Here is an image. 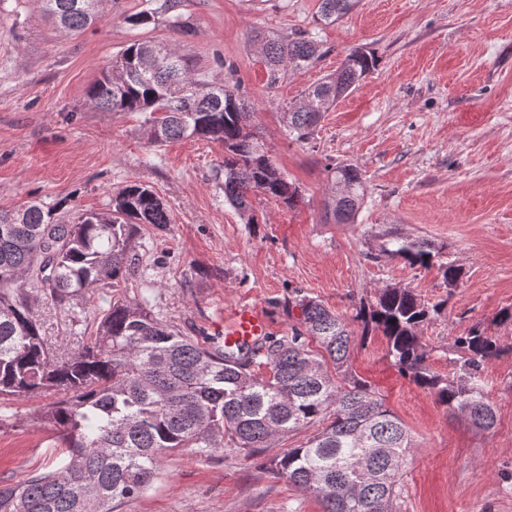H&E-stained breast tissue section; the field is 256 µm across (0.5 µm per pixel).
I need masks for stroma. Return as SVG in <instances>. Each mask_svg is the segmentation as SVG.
<instances>
[{"label":"stroma","mask_w":512,"mask_h":512,"mask_svg":"<svg viewBox=\"0 0 512 512\" xmlns=\"http://www.w3.org/2000/svg\"><path fill=\"white\" fill-rule=\"evenodd\" d=\"M143 2L107 0L99 23L69 33L44 18L39 0H0V208L37 201L70 222L110 211L116 191L141 183L170 212L169 224L139 225L135 273L119 287L82 295L72 312L40 297L48 343L74 351L118 298L218 343L238 307L261 311L278 339L297 322L289 299L319 300L349 322L352 373L412 437L396 512H512V323L502 320L512 311V0H357L330 25L317 21L321 0H179L170 11L154 0V21L132 25ZM304 31L320 59L269 86L254 35ZM146 40L179 48L196 79L241 85L258 131L301 191L296 206L255 193V221L244 223L224 200L221 146L186 138L154 147L140 114L95 106L89 86ZM354 49L373 55L372 72L325 112L312 138L289 139L283 107ZM349 163L365 201L354 223L339 224L324 209L327 169ZM393 234L424 241L433 266L382 254ZM446 263L462 269L458 287L446 286ZM388 285L438 306L419 334L441 376L453 372L455 336L477 326L497 339L503 353L486 371L493 429H476L402 377L381 332L363 335L356 310ZM63 396L0 400V487L57 464L56 435L37 416ZM313 433H288L249 456L167 454L159 480L121 510L324 512L321 499L268 470Z\"/></svg>","instance_id":"stroma-1"}]
</instances>
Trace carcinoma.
<instances>
[{
  "label": "carcinoma",
  "mask_w": 512,
  "mask_h": 512,
  "mask_svg": "<svg viewBox=\"0 0 512 512\" xmlns=\"http://www.w3.org/2000/svg\"><path fill=\"white\" fill-rule=\"evenodd\" d=\"M65 31H82L101 17L102 0H40ZM354 0H321L320 20L334 23ZM270 86L318 58L309 33L290 40H260ZM375 59L350 52L335 74L308 86L283 111L288 136L306 142L324 112L354 90ZM89 97L108 112L144 115L150 143L200 137L224 148V200L254 223L250 194L289 207L299 190L280 170L253 128L237 85L195 80L177 49L151 41L131 44L102 72ZM331 181L346 195L329 196L326 212L339 224L354 221L364 203L359 170L336 166ZM169 210L151 189L127 185L109 213H85L70 224L32 201L0 209V398L26 399L60 388L65 400L38 420L61 445L60 464L0 487V512H116L141 497L160 476L164 454L187 449L209 457L226 449L252 455L295 430L325 426L298 448L271 460L272 474L321 497L325 512H395L400 478L413 447L401 420L366 381L348 371L347 324L321 302L302 297L291 335L260 347L226 351L180 335L143 308L119 299L101 315L95 336L64 356L54 354L34 312L35 284L59 306H72L94 288L118 286L134 272L136 225L169 224ZM383 253L428 267L431 251L419 240L395 237ZM410 287L387 286L360 306L364 326L387 339L398 372L433 393L451 412L482 430L495 426L484 371L500 355L493 336L479 328L449 347L455 372L442 377L427 364L419 327L430 318ZM314 339L329 356L309 349ZM267 373H258V357Z\"/></svg>",
  "instance_id": "cac0c4a2"
}]
</instances>
